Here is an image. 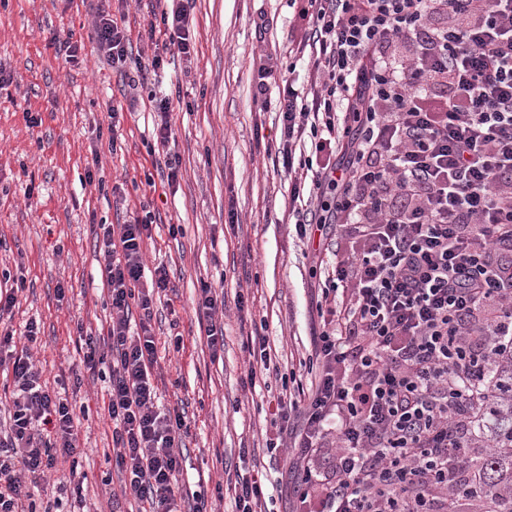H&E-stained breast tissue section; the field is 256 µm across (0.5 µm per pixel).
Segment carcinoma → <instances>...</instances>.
Instances as JSON below:
<instances>
[{"label":"carcinoma","instance_id":"1","mask_svg":"<svg viewBox=\"0 0 512 512\" xmlns=\"http://www.w3.org/2000/svg\"><path fill=\"white\" fill-rule=\"evenodd\" d=\"M505 353L493 363L490 375L500 389V399L478 417L482 441L497 448L473 471V484L484 491H500L512 485V363Z\"/></svg>","mask_w":512,"mask_h":512}]
</instances>
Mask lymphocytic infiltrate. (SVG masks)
I'll list each match as a JSON object with an SVG mask.
<instances>
[{
    "label": "lymphocytic infiltrate",
    "instance_id": "obj_1",
    "mask_svg": "<svg viewBox=\"0 0 512 512\" xmlns=\"http://www.w3.org/2000/svg\"><path fill=\"white\" fill-rule=\"evenodd\" d=\"M193 0H163L132 50L101 0L91 38L130 86L191 57ZM309 94L285 84L275 103L277 161L292 180L299 234L349 241L322 288L334 325L316 346L299 404H277L280 433L299 422L292 469L308 512H448L467 492V450L494 399L485 368L512 348V0H307ZM410 41L409 54L386 50ZM148 155L171 154V101L148 95ZM151 214L104 224L96 237L111 309L77 329L84 371L108 365L105 407L121 493L137 512H182L184 408L158 411L157 295L166 265L146 272ZM23 278L0 279V370L12 374L0 430V512H35L30 487L77 450L80 421L51 395L6 326ZM224 298L201 283L194 311L212 358L224 356Z\"/></svg>",
    "mask_w": 512,
    "mask_h": 512
}]
</instances>
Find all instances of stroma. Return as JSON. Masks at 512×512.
<instances>
[{"label": "stroma", "mask_w": 512, "mask_h": 512, "mask_svg": "<svg viewBox=\"0 0 512 512\" xmlns=\"http://www.w3.org/2000/svg\"><path fill=\"white\" fill-rule=\"evenodd\" d=\"M292 0H195L190 59H176L172 84L174 151L181 162L175 194L160 200L159 168L147 158L152 129L144 109L125 115L110 135L107 107L131 97L119 72L89 41L94 0H0V271L21 268L25 280L11 325L41 333L30 352L50 392L88 409L79 425L76 460H59L33 490L38 508L70 512L81 486L87 512H127L119 494L105 383L84 377L77 322L109 317L99 281L95 227L149 206L155 215L144 249L147 267L166 264L173 285L155 304L158 404L183 405L191 421L182 455L186 507L203 497L209 512H235L222 492L227 473L262 470L268 512H302L271 412L284 388L310 387L305 364L324 319L325 277L336 263L335 237H300L288 217L290 180L269 147L280 137L274 111L254 102L257 59L272 55L269 97L293 82L307 86L312 64L294 43L306 21ZM266 20L264 42L255 24ZM83 43L79 60L57 59L52 36ZM38 124H30L29 116ZM237 226H230V219ZM182 227L179 235L170 225ZM224 296V357L211 360L192 309L201 282ZM64 298H57V286ZM268 338L273 370L246 387L254 359L244 342L255 326ZM183 338L182 349L170 343ZM253 456L240 458L242 447Z\"/></svg>", "instance_id": "stroma-1"}]
</instances>
